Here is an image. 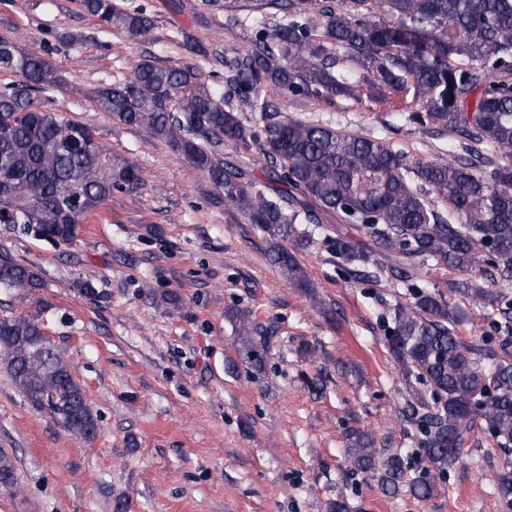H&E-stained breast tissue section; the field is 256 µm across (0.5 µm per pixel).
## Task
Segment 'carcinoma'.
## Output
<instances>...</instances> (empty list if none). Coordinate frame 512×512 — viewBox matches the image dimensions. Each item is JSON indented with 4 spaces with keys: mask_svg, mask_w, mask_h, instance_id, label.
<instances>
[{
    "mask_svg": "<svg viewBox=\"0 0 512 512\" xmlns=\"http://www.w3.org/2000/svg\"><path fill=\"white\" fill-rule=\"evenodd\" d=\"M84 10L136 41L153 18L115 0H81ZM288 18L264 21L254 47L232 65L229 85L241 107L225 103L190 67L140 59L124 80L82 91L119 123L146 130L204 171L250 224L273 244L270 260L289 283L309 287L296 255L308 243L299 224H331L336 258L389 270L402 281L424 267L448 276V292L415 289L398 307L386 336L406 378L426 384L431 400L411 406L425 475L409 480L426 501L458 463L474 426L512 452V0H268ZM382 8L386 19L376 17ZM183 47L204 61L209 49L182 33ZM20 77L0 88V224L51 243L77 237L112 196L138 188L130 160L99 141L88 125L63 117L51 94L67 86L60 70L0 34V72ZM316 99L412 96L405 123L445 130L460 140L453 158L412 168L383 138H368L281 111L267 91ZM258 112L254 122L243 111ZM226 144L260 146L273 179L263 186L224 161ZM344 224H359L367 242L352 243ZM43 286L40 270L0 253V290L18 298ZM492 310L503 333L494 367L455 330L450 295ZM240 343L261 365L266 334L248 312L233 311ZM0 356L29 406L47 412L87 442L99 430L64 353L45 335L37 313L0 318ZM346 452L355 469L378 477L386 492L405 478L404 458L382 452L374 436L352 430ZM500 500L512 506V461L496 476Z\"/></svg>",
    "mask_w": 512,
    "mask_h": 512,
    "instance_id": "carcinoma-1",
    "label": "carcinoma"
}]
</instances>
